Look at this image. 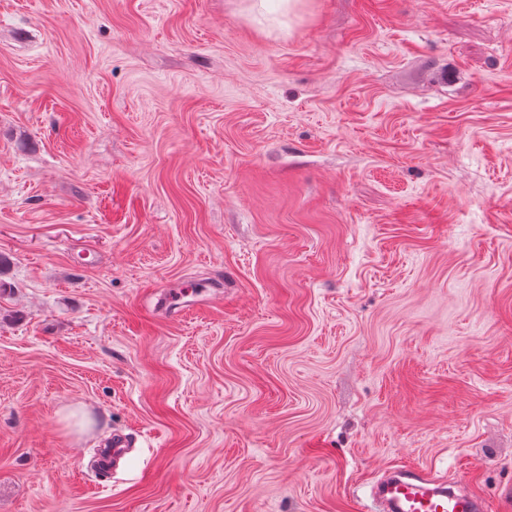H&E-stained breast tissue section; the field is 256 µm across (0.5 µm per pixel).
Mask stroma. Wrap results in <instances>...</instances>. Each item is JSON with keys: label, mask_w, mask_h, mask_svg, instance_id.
<instances>
[{"label": "stroma", "mask_w": 512, "mask_h": 512, "mask_svg": "<svg viewBox=\"0 0 512 512\" xmlns=\"http://www.w3.org/2000/svg\"><path fill=\"white\" fill-rule=\"evenodd\" d=\"M250 3L0 0V512H512V0ZM464 473L448 481L426 469L391 468L372 487L370 512H485Z\"/></svg>", "instance_id": "obj_1"}]
</instances>
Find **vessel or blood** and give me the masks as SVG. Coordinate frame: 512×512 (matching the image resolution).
<instances>
[{"instance_id":"b4317fda","label":"vessel or blood","mask_w":512,"mask_h":512,"mask_svg":"<svg viewBox=\"0 0 512 512\" xmlns=\"http://www.w3.org/2000/svg\"><path fill=\"white\" fill-rule=\"evenodd\" d=\"M370 512H485L465 488L464 475L446 480L428 470L396 467L373 485Z\"/></svg>"}]
</instances>
